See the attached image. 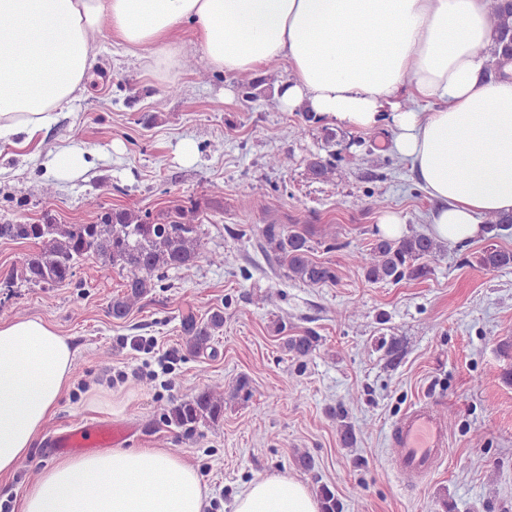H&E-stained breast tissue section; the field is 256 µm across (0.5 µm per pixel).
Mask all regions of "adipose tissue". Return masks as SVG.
Segmentation results:
<instances>
[{"instance_id":"1","label":"adipose tissue","mask_w":512,"mask_h":512,"mask_svg":"<svg viewBox=\"0 0 512 512\" xmlns=\"http://www.w3.org/2000/svg\"><path fill=\"white\" fill-rule=\"evenodd\" d=\"M188 25L214 72L284 66L282 111L388 129L390 150L436 203L428 236L457 246L484 236L482 217L512 213V77L484 76L496 34L486 0H0V142H37L80 99L106 41L168 80ZM74 362L52 324L0 322V475L27 455ZM206 499L175 453L118 448L45 468L21 512H205ZM234 512L321 504L300 481L273 474L250 482Z\"/></svg>"}]
</instances>
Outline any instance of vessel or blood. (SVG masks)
<instances>
[{
    "instance_id": "1",
    "label": "vessel or blood",
    "mask_w": 512,
    "mask_h": 512,
    "mask_svg": "<svg viewBox=\"0 0 512 512\" xmlns=\"http://www.w3.org/2000/svg\"><path fill=\"white\" fill-rule=\"evenodd\" d=\"M129 436L120 425L86 424L71 426L58 433L52 445L68 452L93 446H120ZM390 446L395 452L398 471L424 480L436 471L448 451V429L441 414L429 402L421 401L404 412L392 425Z\"/></svg>"
}]
</instances>
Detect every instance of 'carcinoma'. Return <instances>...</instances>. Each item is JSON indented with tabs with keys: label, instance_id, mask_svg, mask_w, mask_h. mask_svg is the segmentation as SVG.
Returning <instances> with one entry per match:
<instances>
[{
	"label": "carcinoma",
	"instance_id": "1",
	"mask_svg": "<svg viewBox=\"0 0 512 512\" xmlns=\"http://www.w3.org/2000/svg\"><path fill=\"white\" fill-rule=\"evenodd\" d=\"M488 8L496 22L498 38L489 48V78L503 75V68L512 63V0H488ZM308 171L314 179L333 173L331 159L313 156ZM96 221L91 224H0V239L31 242L39 250L20 258V278L34 285L59 286L69 281L76 268L88 256H95L104 272H126L123 291L112 297L111 312L115 319L125 318L145 298L162 276L171 269L190 267L202 258L199 225L194 223L193 208L178 205L152 216L129 209L105 208L92 200ZM484 224L495 239L512 227V215H489ZM262 236L277 253L288 270V276L307 286L334 283L336 269L310 257L313 250L304 232L285 230L280 224H266ZM438 252L437 243L415 234L399 240L377 238L371 247L354 255V260L371 283H398L415 280L431 272L430 263ZM479 264L490 270L512 267V251L495 246L486 248ZM224 327V312L216 310L200 322L189 314L182 318V329L188 347L200 352L210 345ZM319 339L311 334L289 336L284 347L297 360L310 356ZM166 422L188 432L200 426H216L224 421V398L209 387L193 398L172 402L164 412ZM339 435L344 447L352 448L357 437L354 426L347 422V413L339 415ZM321 512H341L332 487H319Z\"/></svg>",
	"mask_w": 512,
	"mask_h": 512
}]
</instances>
